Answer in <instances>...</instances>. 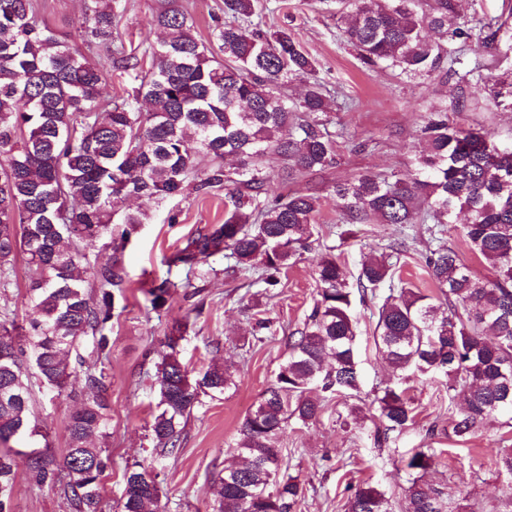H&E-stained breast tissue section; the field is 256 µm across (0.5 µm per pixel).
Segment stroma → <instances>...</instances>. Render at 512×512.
I'll list each match as a JSON object with an SVG mask.
<instances>
[{
	"label": "stroma",
	"mask_w": 512,
	"mask_h": 512,
	"mask_svg": "<svg viewBox=\"0 0 512 512\" xmlns=\"http://www.w3.org/2000/svg\"><path fill=\"white\" fill-rule=\"evenodd\" d=\"M38 3L42 21L62 38L80 43L88 24L84 0ZM167 3L192 19L195 35L204 41L209 40L223 6V0H121L117 31L126 52L143 54L155 41L152 17ZM337 8L336 0H260L266 27L288 30L316 60V77L334 101L325 120L338 142L335 165L288 183L280 179L281 161L268 158V194L314 189L320 198L314 253L334 248L350 274H357L363 256L380 254L401 241L405 244L401 276L423 294H438L424 269V257L439 247H454L477 277L493 278V270L472 254L453 225H440L433 236L424 224L342 223L333 187L365 171L412 177L421 147L420 129L436 111L447 112L460 127L485 128L499 145L512 144V100H494L489 92L492 80L512 79V0H462L460 21L470 37L460 64L439 81L363 63L341 32ZM493 19L503 26L489 45L486 24ZM476 61L484 67L482 80L461 82V72ZM152 211L151 220L138 228L123 250L128 288L124 298L116 300L112 317V349L106 365L111 381L110 463L103 476V512H120L123 469L134 462L150 466L157 476L161 493L156 512H215L214 481L233 458L240 427L286 360L289 336L303 329L313 309L318 291L314 253L291 265L280 285L266 292L253 285L250 274L226 276L231 260L217 255L201 282V310H193L191 301L176 293L155 311L146 300V289L167 277L183 278V271L168 268L167 257L197 227L223 223L224 197L190 195L153 206ZM376 308L373 302L355 306L359 391L326 396L316 421L305 426L289 423L279 439L283 464L303 488L296 512H345L349 488L366 482L378 485L393 512H401L407 487L405 462L417 450L433 453L434 463L424 479L447 492L448 512H512V475L495 464L499 449L512 448V421L495 417L467 439L455 437L448 428L445 378L425 376L408 382L415 419L403 431L391 433L386 444H375L372 422L352 423L349 407L369 406L377 389L395 379L373 345ZM263 318L268 328H256V320ZM179 323L187 326L183 358L189 367L197 370L212 362H233L237 386L194 410L176 456L155 459L150 455L149 431L155 393L146 373L153 370L165 336ZM32 404L56 455H63L65 421L74 401L38 388ZM12 500L13 512H70L56 485L37 483L23 467Z\"/></svg>",
	"instance_id": "1"
}]
</instances>
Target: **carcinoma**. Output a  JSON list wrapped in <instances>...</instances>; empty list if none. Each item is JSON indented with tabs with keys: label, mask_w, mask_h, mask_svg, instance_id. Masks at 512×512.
Returning a JSON list of instances; mask_svg holds the SVG:
<instances>
[{
	"label": "carcinoma",
	"mask_w": 512,
	"mask_h": 512,
	"mask_svg": "<svg viewBox=\"0 0 512 512\" xmlns=\"http://www.w3.org/2000/svg\"><path fill=\"white\" fill-rule=\"evenodd\" d=\"M345 39L370 65L431 75L461 49L447 44L468 37L455 25L460 0H339ZM118 0H89L88 44L117 39ZM258 0H224L227 20L211 40L193 34L187 14L161 8L152 19L158 39L141 59L113 50L117 69L136 82L120 100H101L107 74L80 58L78 50L39 20L34 0H0V286L18 256L27 268L29 330L0 320V512H11L17 471L24 465L37 482L59 486L71 512H99L106 449L110 382L104 364L110 352L115 297L126 288L119 250L149 219L146 211L114 216L130 199L163 203L224 191V223L198 229L166 258L185 279L165 278L148 289L159 310L180 288L201 293L190 275L212 256L230 252L232 272L261 265L259 282L280 284L284 269L311 251L319 211L313 192L271 197L264 161L277 156L283 180L298 179L336 163V139L320 116L330 96L315 79L317 65L284 30L268 32L254 22ZM431 29L439 40L423 35ZM307 80L294 102L288 86ZM149 100L151 110L140 103ZM419 172L411 180L365 172L336 185V207L345 224H448L465 214L461 234L493 269L481 281L458 252L429 251L425 266L443 302L401 283L391 253L370 255L351 287L334 248L313 260L318 299L298 335L288 337V358L246 416L236 444L237 462L217 479V512H293L301 498L297 478L282 469L275 446L293 420L307 425L322 404L314 393L350 394L359 389L354 294L376 298V350L399 383L375 399V441L413 421L401 383L442 374L448 392L464 407L448 418L452 434L472 435L488 418L512 415V146L501 147L479 127L460 128L448 113L435 112L421 128ZM117 240L112 257L90 270L84 247ZM96 340L97 362L70 357L82 338ZM184 336L166 337L155 363L154 449L176 452L202 398L235 385L232 367L212 363L192 374L181 358ZM57 393L69 391L79 407L65 429L63 460L48 434L33 420L30 378ZM82 378L80 392L69 390ZM433 455L418 451L406 463L405 512H446V494L423 480ZM121 512H153L160 486L141 463L125 466ZM347 512H389L385 494L363 484Z\"/></svg>",
	"instance_id": "obj_1"
}]
</instances>
